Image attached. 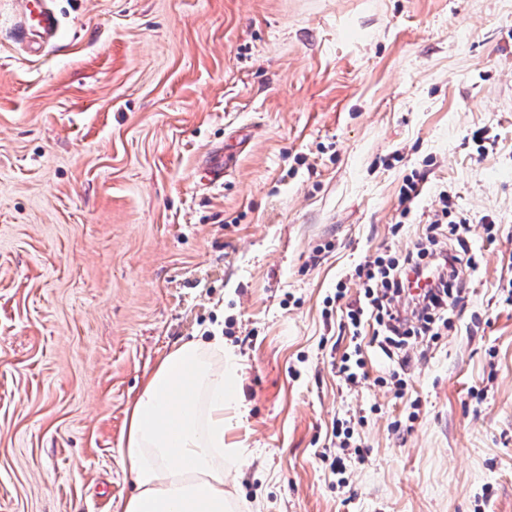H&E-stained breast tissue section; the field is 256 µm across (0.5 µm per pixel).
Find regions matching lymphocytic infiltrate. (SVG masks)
<instances>
[{
    "mask_svg": "<svg viewBox=\"0 0 512 512\" xmlns=\"http://www.w3.org/2000/svg\"><path fill=\"white\" fill-rule=\"evenodd\" d=\"M449 214L445 206L435 211L412 251L380 255L357 266L354 275L361 291L354 301L346 299V282L338 281L336 297L347 302L343 325L352 338L376 323L373 339L391 357L402 353L411 339L432 340L447 327L448 312L476 268L468 224L450 220Z\"/></svg>",
    "mask_w": 512,
    "mask_h": 512,
    "instance_id": "obj_1",
    "label": "lymphocytic infiltrate"
}]
</instances>
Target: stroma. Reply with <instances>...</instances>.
Instances as JSON below:
<instances>
[{"label": "stroma", "mask_w": 512, "mask_h": 512, "mask_svg": "<svg viewBox=\"0 0 512 512\" xmlns=\"http://www.w3.org/2000/svg\"><path fill=\"white\" fill-rule=\"evenodd\" d=\"M53 3L30 59L0 0V512H116L145 375L217 331L240 512H512V0ZM443 191L477 271L424 358L345 385L337 282ZM332 436L338 440L339 446H336V453L330 462V469L334 475H343L346 470V458L344 453L345 448H349V439L351 438V430L349 426L344 423H335L332 427Z\"/></svg>", "instance_id": "1"}]
</instances>
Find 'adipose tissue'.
<instances>
[{
	"label": "adipose tissue",
	"mask_w": 512,
	"mask_h": 512,
	"mask_svg": "<svg viewBox=\"0 0 512 512\" xmlns=\"http://www.w3.org/2000/svg\"><path fill=\"white\" fill-rule=\"evenodd\" d=\"M237 367L223 337L175 343L146 377L120 450L134 483L117 512H236L224 469V412L238 399Z\"/></svg>",
	"instance_id": "adipose-tissue-1"
}]
</instances>
